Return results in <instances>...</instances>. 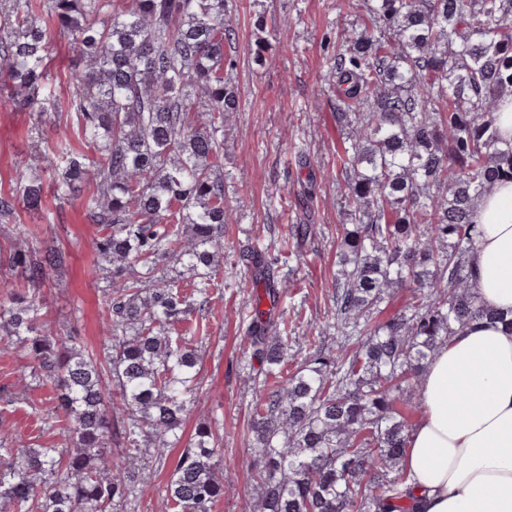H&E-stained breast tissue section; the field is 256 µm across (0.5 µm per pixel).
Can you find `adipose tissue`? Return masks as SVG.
<instances>
[{"label":"adipose tissue","mask_w":512,"mask_h":512,"mask_svg":"<svg viewBox=\"0 0 512 512\" xmlns=\"http://www.w3.org/2000/svg\"><path fill=\"white\" fill-rule=\"evenodd\" d=\"M478 292L512 310V182L479 202ZM402 460L418 512H512V331L485 320L429 359Z\"/></svg>","instance_id":"adipose-tissue-1"}]
</instances>
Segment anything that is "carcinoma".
I'll return each mask as SVG.
<instances>
[{"mask_svg": "<svg viewBox=\"0 0 512 512\" xmlns=\"http://www.w3.org/2000/svg\"><path fill=\"white\" fill-rule=\"evenodd\" d=\"M37 6L84 64L72 74L71 118L85 149L60 141L53 170L65 192L95 183L85 208L112 272L97 355L59 343L38 296L64 251L19 248L0 268V341L29 359L16 391L30 380L54 383L47 416L73 444H0V512H127L142 492V462H163L180 440L198 385L196 348L169 331L189 304L158 278V265H182L202 297L221 287L216 256L230 217L219 171L224 116L239 109L224 79L233 66L224 44L234 29L224 0H0V71L16 104L39 120L55 105ZM358 6L371 28L353 32L331 69L336 118L352 129L351 223L332 283L343 343L316 345L281 379V291L261 252L244 256L249 362L271 381L250 424V512H413L399 405L419 390L434 352L464 329L488 318L512 327V312L483 305L473 268L478 203L512 181V143L496 118L512 95V0ZM18 181L26 209L39 212L40 176L22 172ZM396 288L410 289L403 311L376 321ZM117 436L121 464L112 459ZM220 444L211 426L198 427L164 488L163 512H209L224 499L233 485L217 471Z\"/></svg>", "mask_w": 512, "mask_h": 512, "instance_id": "carcinoma-1", "label": "carcinoma"}]
</instances>
